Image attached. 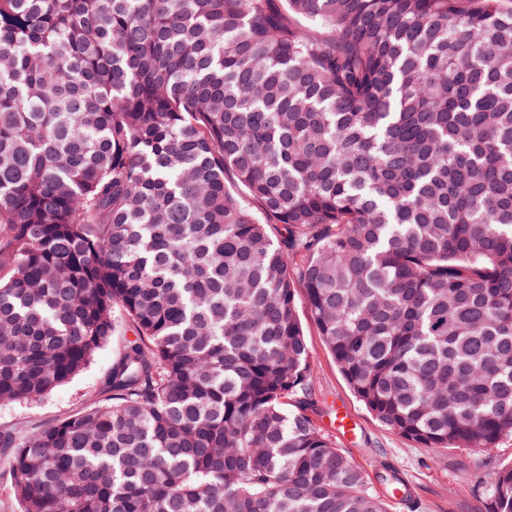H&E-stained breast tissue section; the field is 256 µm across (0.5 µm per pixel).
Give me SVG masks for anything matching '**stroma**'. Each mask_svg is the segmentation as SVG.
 Segmentation results:
<instances>
[{
	"label": "stroma",
	"instance_id": "1",
	"mask_svg": "<svg viewBox=\"0 0 512 512\" xmlns=\"http://www.w3.org/2000/svg\"><path fill=\"white\" fill-rule=\"evenodd\" d=\"M299 315L318 402L313 420L365 473L369 490L385 497L389 512H481L493 472L512 463V438L502 439L489 453L473 448H421L403 439L352 393L307 309H300ZM133 337L129 330L114 336L87 369L46 398L0 405V427H46L83 411L104 395L117 352ZM392 474L405 485V494H390L387 479Z\"/></svg>",
	"mask_w": 512,
	"mask_h": 512
}]
</instances>
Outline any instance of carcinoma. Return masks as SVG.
I'll list each match as a JSON object with an SVG mask.
<instances>
[{
    "label": "carcinoma",
    "mask_w": 512,
    "mask_h": 512,
    "mask_svg": "<svg viewBox=\"0 0 512 512\" xmlns=\"http://www.w3.org/2000/svg\"><path fill=\"white\" fill-rule=\"evenodd\" d=\"M301 294L390 430L512 437V0H0V404L135 333L0 428L21 512H386ZM135 338L130 328L113 336L95 355L87 369L37 402L0 405L1 426L46 427L83 411L93 399L105 394L118 349L126 340Z\"/></svg>",
    "instance_id": "obj_1"
}]
</instances>
